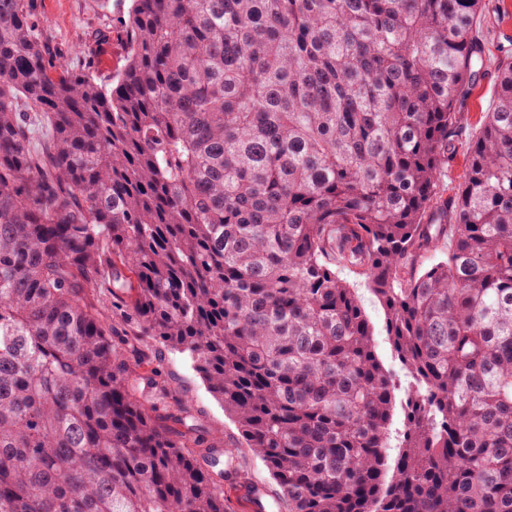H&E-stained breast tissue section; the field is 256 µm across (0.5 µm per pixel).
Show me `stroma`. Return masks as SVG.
Segmentation results:
<instances>
[{
	"mask_svg": "<svg viewBox=\"0 0 512 512\" xmlns=\"http://www.w3.org/2000/svg\"><path fill=\"white\" fill-rule=\"evenodd\" d=\"M132 0H36L35 19L46 35L50 55L63 57L69 70L111 81L125 64L126 45L122 24ZM476 36L483 49V64L464 104L467 133H475L495 105L497 68L512 56V0H485L477 21ZM339 276L356 288L371 323L376 353L396 376L400 389L410 379L402 368L385 332V312L366 288L363 277L343 269ZM160 370L173 395L190 408L195 423L208 432L217 447L235 450L236 476L224 482V502L229 512H253L243 489L256 486L264 492V512H288L280 489L268 469L242 442L235 424L221 404L208 392L184 355L163 351Z\"/></svg>",
	"mask_w": 512,
	"mask_h": 512,
	"instance_id": "obj_1",
	"label": "stroma"
}]
</instances>
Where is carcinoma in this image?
<instances>
[{
  "label": "carcinoma",
  "mask_w": 512,
  "mask_h": 512,
  "mask_svg": "<svg viewBox=\"0 0 512 512\" xmlns=\"http://www.w3.org/2000/svg\"><path fill=\"white\" fill-rule=\"evenodd\" d=\"M483 8L132 0L107 90L0 0V512H226L232 449L139 374L142 336L191 360L288 512H512L511 59L440 189ZM341 267L411 378L392 463L398 384ZM466 166L467 162L463 151L456 148L452 161L448 165V177H445L446 185L448 184V194L454 192L463 181Z\"/></svg>",
  "instance_id": "carcinoma-1"
}]
</instances>
